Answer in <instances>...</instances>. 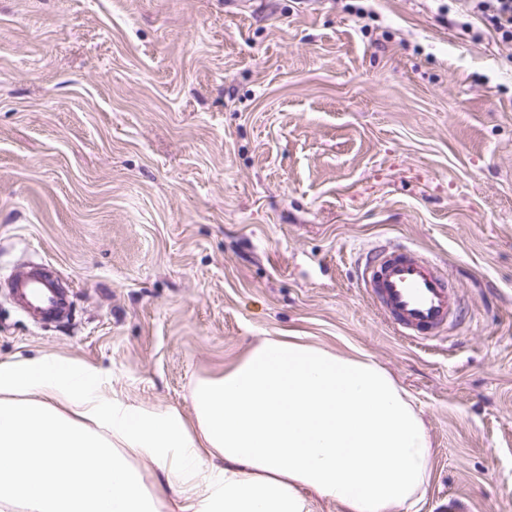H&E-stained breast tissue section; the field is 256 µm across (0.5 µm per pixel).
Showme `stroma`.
I'll return each mask as SVG.
<instances>
[{"instance_id": "obj_1", "label": "stroma", "mask_w": 512, "mask_h": 512, "mask_svg": "<svg viewBox=\"0 0 512 512\" xmlns=\"http://www.w3.org/2000/svg\"><path fill=\"white\" fill-rule=\"evenodd\" d=\"M379 240L450 266L452 341L356 288ZM34 261L73 311L0 288V361L189 417L261 340L364 352L428 430L421 512H512V45L455 0H0V276Z\"/></svg>"}]
</instances>
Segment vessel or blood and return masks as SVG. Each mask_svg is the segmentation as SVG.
Listing matches in <instances>:
<instances>
[{
	"mask_svg": "<svg viewBox=\"0 0 512 512\" xmlns=\"http://www.w3.org/2000/svg\"><path fill=\"white\" fill-rule=\"evenodd\" d=\"M357 285L371 305L405 339H441L460 316V297L438 263L409 247L383 246L357 261ZM9 293L35 320L60 321L71 312V296L58 275L42 263L11 270Z\"/></svg>",
	"mask_w": 512,
	"mask_h": 512,
	"instance_id": "obj_1",
	"label": "vessel or blood"
}]
</instances>
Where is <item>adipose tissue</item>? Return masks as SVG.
Wrapping results in <instances>:
<instances>
[{"label":"adipose tissue","instance_id":"ef3b65f1","mask_svg":"<svg viewBox=\"0 0 512 512\" xmlns=\"http://www.w3.org/2000/svg\"><path fill=\"white\" fill-rule=\"evenodd\" d=\"M191 401L188 418L85 363L0 361V512H412L432 476L421 416L365 353L263 340Z\"/></svg>","mask_w":512,"mask_h":512}]
</instances>
